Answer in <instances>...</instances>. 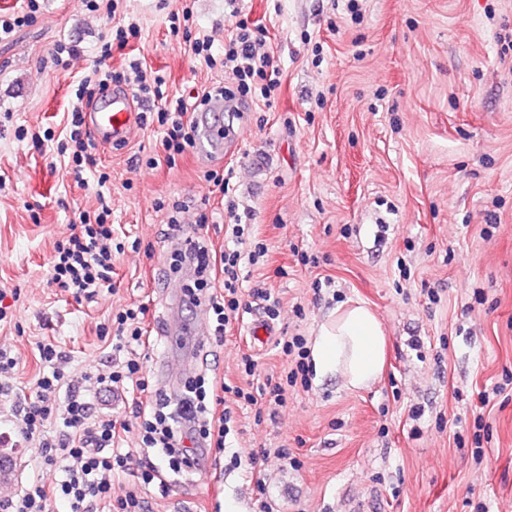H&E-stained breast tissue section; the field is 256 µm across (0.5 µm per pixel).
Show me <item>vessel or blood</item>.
Segmentation results:
<instances>
[{
    "mask_svg": "<svg viewBox=\"0 0 512 512\" xmlns=\"http://www.w3.org/2000/svg\"><path fill=\"white\" fill-rule=\"evenodd\" d=\"M132 103L133 98L128 91L111 88L87 110L86 122L98 143L120 144L132 138L136 129ZM236 109V103L216 94L196 111L193 121L198 130V149L215 151L235 145L240 138V130L227 122L224 115Z\"/></svg>",
    "mask_w": 512,
    "mask_h": 512,
    "instance_id": "vessel-or-blood-1",
    "label": "vessel or blood"
}]
</instances>
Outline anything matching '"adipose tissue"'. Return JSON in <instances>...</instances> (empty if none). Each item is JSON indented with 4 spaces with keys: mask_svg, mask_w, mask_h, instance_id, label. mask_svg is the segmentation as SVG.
<instances>
[{
    "mask_svg": "<svg viewBox=\"0 0 512 512\" xmlns=\"http://www.w3.org/2000/svg\"><path fill=\"white\" fill-rule=\"evenodd\" d=\"M387 340L376 313L363 302L336 306L319 324L311 347L317 377L339 376L346 388L358 390L380 376Z\"/></svg>",
    "mask_w": 512,
    "mask_h": 512,
    "instance_id": "adipose-tissue-1",
    "label": "adipose tissue"
}]
</instances>
